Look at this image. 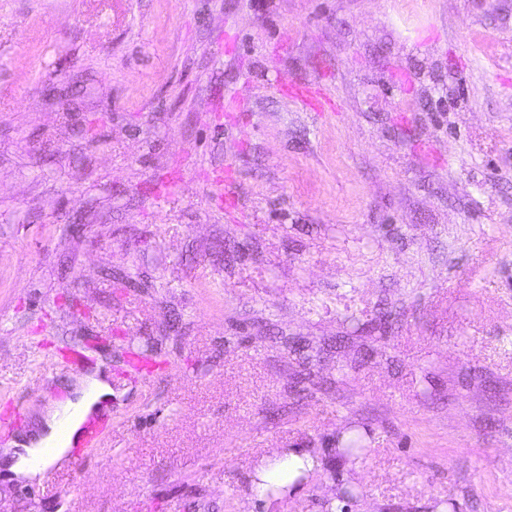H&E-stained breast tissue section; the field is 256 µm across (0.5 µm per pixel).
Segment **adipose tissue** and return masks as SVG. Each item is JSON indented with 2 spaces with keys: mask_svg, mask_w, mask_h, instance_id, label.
<instances>
[{
  "mask_svg": "<svg viewBox=\"0 0 512 512\" xmlns=\"http://www.w3.org/2000/svg\"><path fill=\"white\" fill-rule=\"evenodd\" d=\"M69 396L60 401L45 397L34 413L28 430L0 449V476L23 485L42 483L48 470L66 466L68 450L60 446V432H67L68 443L78 441L83 421L113 397L111 374L105 364L93 371L73 376Z\"/></svg>",
  "mask_w": 512,
  "mask_h": 512,
  "instance_id": "1",
  "label": "adipose tissue"
}]
</instances>
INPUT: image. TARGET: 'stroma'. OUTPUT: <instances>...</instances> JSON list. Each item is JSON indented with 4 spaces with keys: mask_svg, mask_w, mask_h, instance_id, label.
<instances>
[{
    "mask_svg": "<svg viewBox=\"0 0 512 512\" xmlns=\"http://www.w3.org/2000/svg\"><path fill=\"white\" fill-rule=\"evenodd\" d=\"M68 347L112 430L0 512H512V0H0V443Z\"/></svg>",
    "mask_w": 512,
    "mask_h": 512,
    "instance_id": "obj_1",
    "label": "stroma"
}]
</instances>
